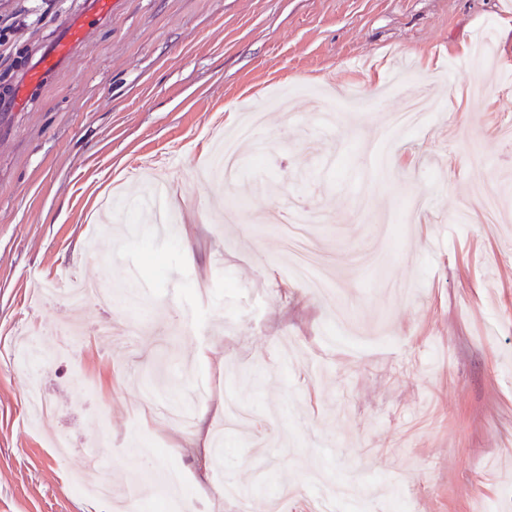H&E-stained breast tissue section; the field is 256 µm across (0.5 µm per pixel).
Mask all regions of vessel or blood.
Listing matches in <instances>:
<instances>
[{
  "label": "vessel or blood",
  "instance_id": "obj_1",
  "mask_svg": "<svg viewBox=\"0 0 512 512\" xmlns=\"http://www.w3.org/2000/svg\"><path fill=\"white\" fill-rule=\"evenodd\" d=\"M112 10V0H84L81 9L61 20L54 36L27 61L12 92L0 100V112L22 111L33 90L60 69L83 45L87 31Z\"/></svg>",
  "mask_w": 512,
  "mask_h": 512
}]
</instances>
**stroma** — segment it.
Segmentation results:
<instances>
[{
  "label": "stroma",
  "instance_id": "obj_1",
  "mask_svg": "<svg viewBox=\"0 0 512 512\" xmlns=\"http://www.w3.org/2000/svg\"><path fill=\"white\" fill-rule=\"evenodd\" d=\"M82 0H0V93ZM512 0H117L0 117V512L512 506ZM422 124L389 127L420 89ZM258 118L242 181L216 144ZM162 175L159 230L140 206ZM497 199L486 221L479 196ZM333 291L292 277L274 212ZM135 286L74 310L58 281ZM133 331L126 352L95 334ZM182 471L176 491L157 475ZM105 480L108 498L86 493Z\"/></svg>",
  "mask_w": 512,
  "mask_h": 512
}]
</instances>
